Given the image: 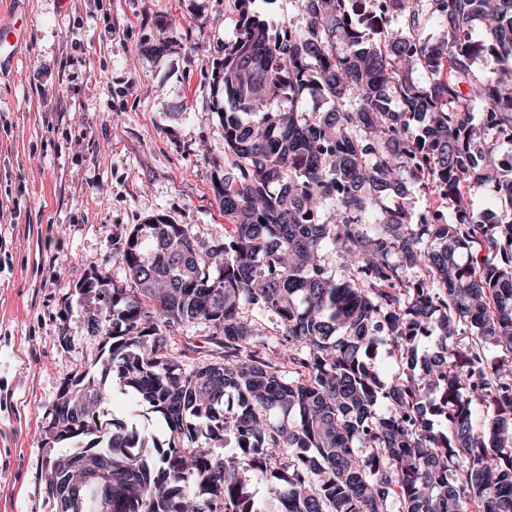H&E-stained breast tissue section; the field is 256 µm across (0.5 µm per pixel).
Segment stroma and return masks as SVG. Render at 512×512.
I'll list each match as a JSON object with an SVG mask.
<instances>
[{
  "label": "stroma",
  "mask_w": 512,
  "mask_h": 512,
  "mask_svg": "<svg viewBox=\"0 0 512 512\" xmlns=\"http://www.w3.org/2000/svg\"><path fill=\"white\" fill-rule=\"evenodd\" d=\"M236 0H6L22 21L0 69V512H55L38 476L66 450L47 430L65 374L100 373L75 292L126 283L115 253L162 216L201 241L228 224L213 178L232 167L212 72ZM67 346H60L61 336Z\"/></svg>",
  "instance_id": "1"
}]
</instances>
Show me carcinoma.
<instances>
[{
    "instance_id": "obj_1",
    "label": "carcinoma",
    "mask_w": 512,
    "mask_h": 512,
    "mask_svg": "<svg viewBox=\"0 0 512 512\" xmlns=\"http://www.w3.org/2000/svg\"><path fill=\"white\" fill-rule=\"evenodd\" d=\"M237 2L213 72L231 231L202 245L152 218L116 248L129 287L76 288L168 438L95 406L77 428L53 413L71 448L46 496L81 461L99 485L70 486V512H512V168L495 143L512 140V0H294L299 26ZM481 51L498 67L476 69ZM309 97L326 109L298 110ZM486 184L493 228L469 204ZM411 186L432 197L418 216ZM254 312L280 319L293 373ZM197 322L222 355L187 367L167 338ZM87 393L91 371L69 373L55 406Z\"/></svg>"
}]
</instances>
